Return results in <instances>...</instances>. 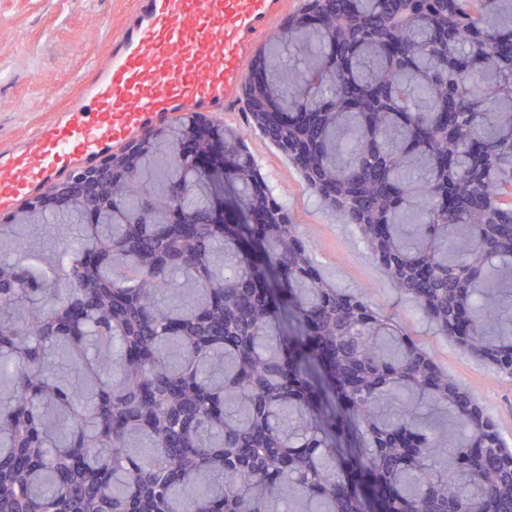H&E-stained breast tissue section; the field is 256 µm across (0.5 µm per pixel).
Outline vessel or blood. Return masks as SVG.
<instances>
[{"mask_svg":"<svg viewBox=\"0 0 512 512\" xmlns=\"http://www.w3.org/2000/svg\"><path fill=\"white\" fill-rule=\"evenodd\" d=\"M283 8L284 0H135L77 102L22 149L0 150V210L153 126L186 112H225L247 57Z\"/></svg>","mask_w":512,"mask_h":512,"instance_id":"b4317fda","label":"vessel or blood"}]
</instances>
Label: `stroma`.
Masks as SVG:
<instances>
[{
	"label": "stroma",
	"instance_id": "35a3bbf8",
	"mask_svg": "<svg viewBox=\"0 0 512 512\" xmlns=\"http://www.w3.org/2000/svg\"><path fill=\"white\" fill-rule=\"evenodd\" d=\"M134 0H0V149L22 147L80 94L109 57ZM245 102L223 116L245 129L262 177L282 193L313 246V260L336 287L364 290L373 306L404 324L450 378L472 391L512 445V377L461 352L398 294L353 225L318 205L300 172L260 132L248 128Z\"/></svg>",
	"mask_w": 512,
	"mask_h": 512
}]
</instances>
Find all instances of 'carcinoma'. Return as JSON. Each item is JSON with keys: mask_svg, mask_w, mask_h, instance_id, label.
Instances as JSON below:
<instances>
[{"mask_svg": "<svg viewBox=\"0 0 512 512\" xmlns=\"http://www.w3.org/2000/svg\"><path fill=\"white\" fill-rule=\"evenodd\" d=\"M302 9L258 52L282 122L249 123L424 322L512 376V0ZM196 119L0 224V512H512V450L474 395L321 278L215 123L234 196L211 217L172 151ZM43 224L66 229L45 254Z\"/></svg>", "mask_w": 512, "mask_h": 512, "instance_id": "obj_1", "label": "carcinoma"}]
</instances>
